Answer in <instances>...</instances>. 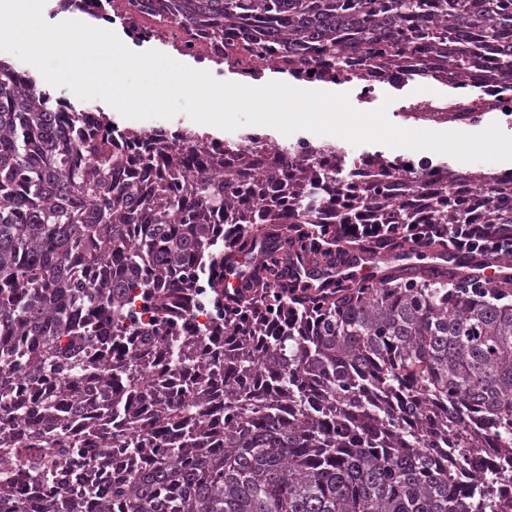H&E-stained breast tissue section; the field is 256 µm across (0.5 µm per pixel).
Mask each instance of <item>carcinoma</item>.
<instances>
[{
    "instance_id": "obj_1",
    "label": "carcinoma",
    "mask_w": 512,
    "mask_h": 512,
    "mask_svg": "<svg viewBox=\"0 0 512 512\" xmlns=\"http://www.w3.org/2000/svg\"><path fill=\"white\" fill-rule=\"evenodd\" d=\"M171 0L185 23L252 19L292 50L319 40L344 64L355 47L410 41L401 21L467 76L484 42L512 79V0ZM37 83L0 60V456L52 486L56 449L84 465L94 432L72 417L122 422L112 444L132 469L107 495L70 512H512L493 477L465 496L448 488L458 448L512 452V304L499 285L464 293L446 267L387 266L378 281L304 289L290 259L336 263V224H510L512 179L475 176L471 203L446 168L401 201L388 170L358 187L341 150L318 167L275 153L261 177L252 156L187 154L159 143L124 158L109 141L60 138ZM235 235L224 251V237ZM243 260L252 287L228 294L224 267ZM206 295L207 343L184 334ZM147 370L200 387L142 385ZM130 383L123 396L112 383ZM0 512H56L0 482Z\"/></svg>"
}]
</instances>
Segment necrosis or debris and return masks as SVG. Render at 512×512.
Returning <instances> with one entry per match:
<instances>
[{
  "label": "necrosis or debris",
  "mask_w": 512,
  "mask_h": 512,
  "mask_svg": "<svg viewBox=\"0 0 512 512\" xmlns=\"http://www.w3.org/2000/svg\"><path fill=\"white\" fill-rule=\"evenodd\" d=\"M159 5V0H63L64 8L119 25L136 43H159L170 49L176 59L213 64L212 75L219 81L228 74L256 80L268 71L290 72L295 81L310 86L345 87L357 101L372 104L384 88L401 89L408 85L410 73L425 57L438 84H449L451 91L400 102L394 110L399 127L451 124L465 129L481 124L492 112L512 116V81L493 77L498 53L491 45L485 46L479 68L466 77H451L445 55L427 54L420 39L413 49L398 55L395 66L378 68L354 56L340 67L318 42L291 51L279 42L263 38L260 22L251 20L225 30L204 23L187 25L161 12ZM347 157L362 183L372 182L381 170L390 167L408 178L438 170L437 164L425 156L351 150ZM103 453L112 458L114 473L124 471L126 452L112 446L109 429L104 425L100 426L97 438L84 448L85 467L73 469L67 457L58 456L62 486L73 489L94 479L96 473L90 463Z\"/></svg>",
  "instance_id": "obj_1"
}]
</instances>
